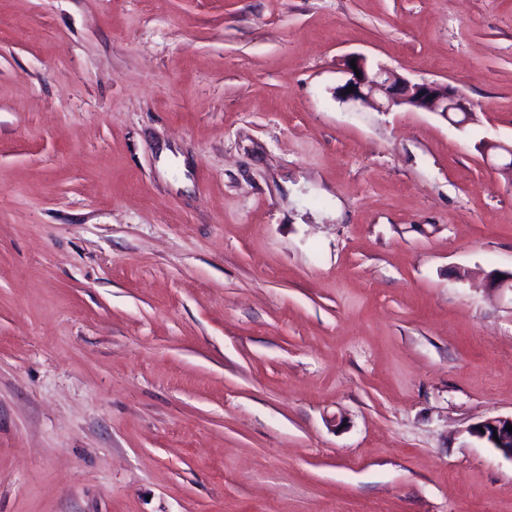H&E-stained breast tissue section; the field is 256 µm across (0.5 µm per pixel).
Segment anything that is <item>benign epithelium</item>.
Listing matches in <instances>:
<instances>
[{"label":"benign epithelium","instance_id":"1","mask_svg":"<svg viewBox=\"0 0 512 512\" xmlns=\"http://www.w3.org/2000/svg\"><path fill=\"white\" fill-rule=\"evenodd\" d=\"M343 83L336 88V99L354 106L371 108L377 112H390L405 107L422 112H436L446 118L454 114L457 126L473 120V111L466 97L446 83L412 82L381 65H371L362 55L348 57L343 63ZM353 90H348V87ZM482 148L504 157V172H512V145L485 140ZM512 415L486 419L473 428L477 437L485 440L503 456L512 460Z\"/></svg>","mask_w":512,"mask_h":512}]
</instances>
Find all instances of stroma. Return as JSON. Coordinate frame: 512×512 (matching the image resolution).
Returning a JSON list of instances; mask_svg holds the SVG:
<instances>
[{"label":"stroma","instance_id":"obj_1","mask_svg":"<svg viewBox=\"0 0 512 512\" xmlns=\"http://www.w3.org/2000/svg\"><path fill=\"white\" fill-rule=\"evenodd\" d=\"M487 139L512 0H0V512H512ZM351 61H355L360 77L354 72ZM343 67L345 77L336 88V99L342 102L377 112H390L400 107L436 112L460 127L473 120L474 113L466 97L448 84L412 82L384 65L369 64L362 55L348 57ZM350 86L354 91H347ZM450 114L461 118L453 120ZM506 424L512 425V414L486 419L473 428V433L512 460V432L505 429ZM480 428H483V431H480ZM494 432H497L499 442L493 438Z\"/></svg>","mask_w":512,"mask_h":512}]
</instances>
